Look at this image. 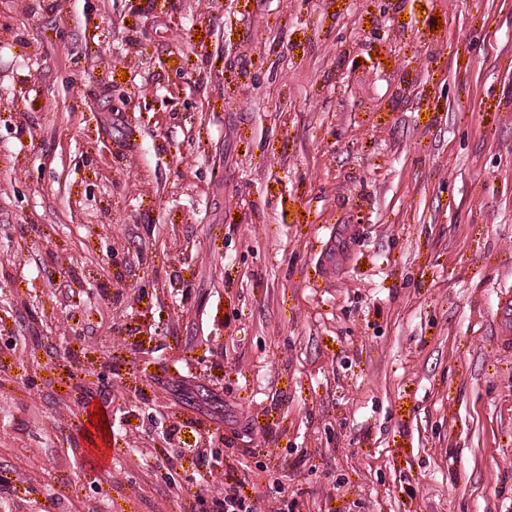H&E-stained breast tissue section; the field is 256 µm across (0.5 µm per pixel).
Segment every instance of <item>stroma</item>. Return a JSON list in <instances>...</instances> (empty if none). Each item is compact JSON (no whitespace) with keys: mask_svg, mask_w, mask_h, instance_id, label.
I'll return each instance as SVG.
<instances>
[{"mask_svg":"<svg viewBox=\"0 0 512 512\" xmlns=\"http://www.w3.org/2000/svg\"><path fill=\"white\" fill-rule=\"evenodd\" d=\"M506 292L512 0H0L8 512H512Z\"/></svg>","mask_w":512,"mask_h":512,"instance_id":"stroma-1","label":"stroma"}]
</instances>
